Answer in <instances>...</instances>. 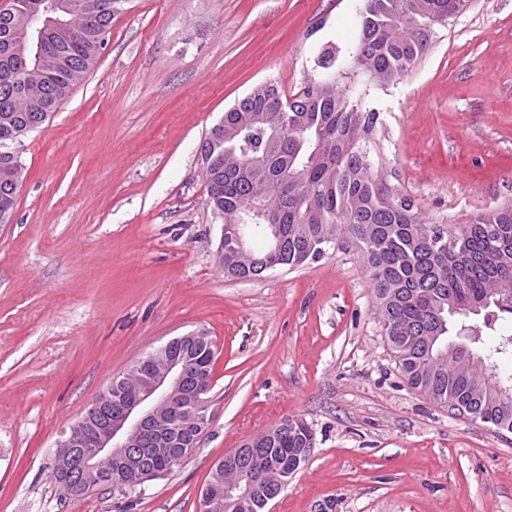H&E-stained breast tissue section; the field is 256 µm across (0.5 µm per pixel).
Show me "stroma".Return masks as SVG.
Masks as SVG:
<instances>
[{
	"label": "stroma",
	"instance_id": "stroma-1",
	"mask_svg": "<svg viewBox=\"0 0 512 512\" xmlns=\"http://www.w3.org/2000/svg\"><path fill=\"white\" fill-rule=\"evenodd\" d=\"M355 3L126 0L95 70L23 138L0 224V512H197L214 461L288 417L314 444L271 512H512V433L409 386L353 246L251 280L218 263L207 131L257 84L313 79L323 45L354 41ZM367 103L374 172L424 219L512 202V0H473ZM198 329L215 364L196 454L135 494L66 497L64 432Z\"/></svg>",
	"mask_w": 512,
	"mask_h": 512
}]
</instances>
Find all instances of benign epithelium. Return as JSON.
Returning a JSON list of instances; mask_svg holds the SVG:
<instances>
[{"instance_id":"1","label":"benign epithelium","mask_w":512,"mask_h":512,"mask_svg":"<svg viewBox=\"0 0 512 512\" xmlns=\"http://www.w3.org/2000/svg\"><path fill=\"white\" fill-rule=\"evenodd\" d=\"M75 2L68 0H41L38 12L51 19L60 11L71 12ZM137 377V390L131 398L117 399V409H112V398L96 397L86 415L70 427L66 436L57 443L55 467L62 475H76L72 471L75 450L82 453L79 468L85 475H96L107 466L112 467V490L127 493L138 486L165 476V473L144 466L146 455L157 449L165 451L174 445L170 432L172 422L161 415L159 408L175 401L197 427L195 440H200L210 424L206 388L191 384L193 378L189 365L179 359L169 360L148 374L139 372L132 365L123 375L112 379V389L120 393L126 379ZM255 453L252 443L245 441L216 461L219 467L230 460H247ZM237 477L224 483V507L237 509L252 505L256 489L249 478L248 468L234 467Z\"/></svg>"}]
</instances>
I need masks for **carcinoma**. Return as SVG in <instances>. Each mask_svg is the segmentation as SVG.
<instances>
[{
	"label": "carcinoma",
	"mask_w": 512,
	"mask_h": 512,
	"mask_svg": "<svg viewBox=\"0 0 512 512\" xmlns=\"http://www.w3.org/2000/svg\"><path fill=\"white\" fill-rule=\"evenodd\" d=\"M39 0H12L0 13V224L12 217L19 193L15 148L40 128L72 87L94 68L98 36L112 27L126 0H77L86 23L47 29L49 63L23 56V25ZM471 0H362L355 12L357 37L341 53L323 48L320 69L298 92L282 94L268 83L254 87L224 111L202 146L208 203L224 224V276L251 279L266 270L298 267L322 254L325 235H346L364 259L379 321L409 385L430 400L489 425L512 422V397L490 398L479 377L458 372L454 360L430 358L425 336L464 335L470 349H486L483 333L512 318V204L480 212L462 224L424 221L413 201L373 172L367 136L377 113L367 107L352 78L391 85L430 50L435 30ZM280 225V241L263 231ZM264 245L237 252L247 231ZM482 321H473V316ZM512 358V339L489 350V374L512 387V373L491 358ZM210 343L191 355L199 381L211 383ZM261 445L250 478L265 488L272 462L285 470L293 449L306 447L312 429L288 417ZM208 484L216 512L224 510V472ZM112 486L106 472L71 494L80 498Z\"/></svg>",
	"instance_id": "1"
}]
</instances>
